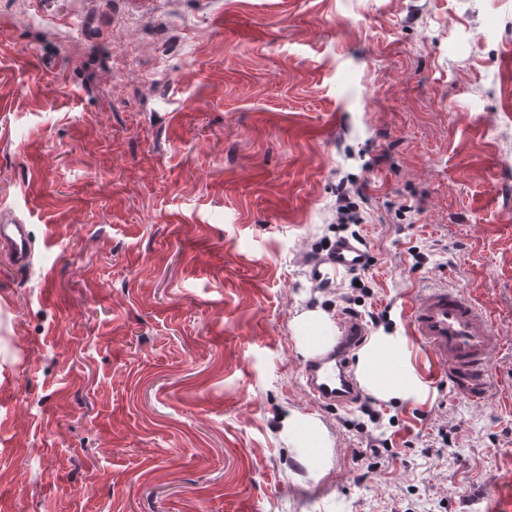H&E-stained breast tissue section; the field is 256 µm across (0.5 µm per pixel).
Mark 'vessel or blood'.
<instances>
[{"instance_id":"obj_1","label":"vessel or blood","mask_w":512,"mask_h":512,"mask_svg":"<svg viewBox=\"0 0 512 512\" xmlns=\"http://www.w3.org/2000/svg\"><path fill=\"white\" fill-rule=\"evenodd\" d=\"M0 242L10 247L16 267L29 263L32 246L25 224L0 215ZM334 271L352 272L366 262L361 245L350 238L337 239L325 258ZM405 313L419 345L441 373L464 397L480 400L490 388V360L501 347L489 314L463 292L447 288L418 287ZM337 344L308 360L303 373L309 391L319 402L349 406L362 396L345 363L348 351L364 335L355 318L338 315Z\"/></svg>"}]
</instances>
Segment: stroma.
<instances>
[{"label":"stroma","instance_id":"obj_1","mask_svg":"<svg viewBox=\"0 0 512 512\" xmlns=\"http://www.w3.org/2000/svg\"><path fill=\"white\" fill-rule=\"evenodd\" d=\"M359 192L365 305L471 295L472 402L310 398L290 329ZM0 512H489L512 493V0H0ZM423 263H416V255ZM317 416L309 477L278 433ZM336 220L338 224H360L362 217L359 214L360 206L355 194L342 183L336 192ZM0 223V242H6L9 245L16 267H26L32 251L26 225L2 213ZM280 435L297 449L298 461L305 465L315 480L331 467L333 439L327 427L315 416L293 410L283 420Z\"/></svg>","mask_w":512,"mask_h":512}]
</instances>
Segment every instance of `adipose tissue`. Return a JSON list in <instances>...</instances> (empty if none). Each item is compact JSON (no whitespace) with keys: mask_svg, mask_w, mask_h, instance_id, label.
I'll return each instance as SVG.
<instances>
[{"mask_svg":"<svg viewBox=\"0 0 512 512\" xmlns=\"http://www.w3.org/2000/svg\"><path fill=\"white\" fill-rule=\"evenodd\" d=\"M292 336L300 352L312 356L331 346L335 328L321 308L305 309L291 322ZM356 378L362 390L380 403L421 402L428 395L426 383L411 359L409 341L401 331L378 329L356 355ZM280 434L297 450L299 461L313 478L331 467L333 439L315 416L291 411Z\"/></svg>","mask_w":512,"mask_h":512,"instance_id":"1","label":"adipose tissue"}]
</instances>
